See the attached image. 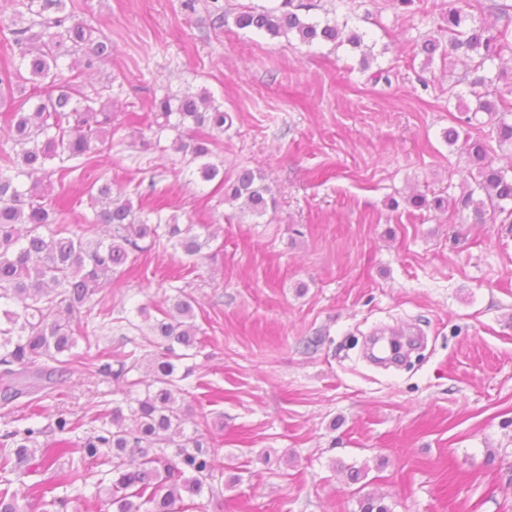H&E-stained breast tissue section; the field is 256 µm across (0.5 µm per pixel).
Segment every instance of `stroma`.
Returning a JSON list of instances; mask_svg holds the SVG:
<instances>
[{
	"label": "stroma",
	"instance_id": "obj_1",
	"mask_svg": "<svg viewBox=\"0 0 512 512\" xmlns=\"http://www.w3.org/2000/svg\"><path fill=\"white\" fill-rule=\"evenodd\" d=\"M77 0L112 39V156L97 173L138 198L154 186L167 213L210 227L209 259L150 249L105 294L113 316L78 351L136 352L144 377L155 348L140 306L183 288L202 340L186 400L223 473L209 512H512V222L477 216L460 198L475 178L448 127L466 131L463 62L415 41L438 35L448 0H352L369 71L350 45L238 29L233 15L269 0ZM386 70L388 81L370 72ZM206 89L234 114L219 152L228 175L264 168L277 199L251 218L215 184L188 182L181 157L142 147L135 117L154 99ZM462 100L449 99V91ZM448 199L415 208L411 197ZM417 324L423 348L383 370L365 358L383 325ZM112 378L71 367L47 389L38 428L59 411L111 403ZM363 470L351 481L350 468Z\"/></svg>",
	"mask_w": 512,
	"mask_h": 512
}]
</instances>
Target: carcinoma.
<instances>
[{
    "label": "carcinoma",
    "instance_id": "obj_1",
    "mask_svg": "<svg viewBox=\"0 0 512 512\" xmlns=\"http://www.w3.org/2000/svg\"><path fill=\"white\" fill-rule=\"evenodd\" d=\"M271 8H246L234 17L239 29H253L272 37L295 35L302 43H348L361 51V66L373 58L364 35L325 18L306 15L304 0H275ZM11 11L10 28L3 40L16 47L11 68L0 70V139L11 151L0 155V385L5 403L34 388L54 384L57 373L74 363L86 362L85 371L121 381L126 386L122 402L97 409L89 422L101 427L83 436L84 417L61 411L50 431L27 427L0 435V512H22L10 475L50 470L57 459H69V469L26 487L25 497L42 512H59L71 500L55 495L60 487L87 485L93 469L107 465L108 480H99L96 495H105L111 512H196L197 499L208 481L216 478L213 454L204 435L186 432L189 406L185 404L177 375V362L195 355L200 329L195 322V301L182 289L155 307L152 330L160 337L154 354L150 382L131 379L137 369L135 352L116 363L112 354L97 355L98 366L87 354L75 351L77 337L97 328L122 330L134 323L112 317L101 290L116 274L133 268L137 254L156 246H172L185 256L205 257L211 235L201 236L193 224H181L177 215H162L164 204L146 199L139 208L123 194H114L112 182L87 187L94 219L89 224L62 223L76 201L53 194L54 179L64 180L86 161L107 158L112 151V75L100 77L101 66L112 57V39L91 23L77 18L67 0H4ZM501 25L489 23L464 9L463 0H449L440 31L448 35L450 53L469 61L464 81L474 100L472 117L482 131L460 137L448 128L445 138L463 150L476 169L484 198L473 191L460 204L477 213L491 209L512 217V159L508 167L486 163L489 143L512 146V82L506 72L494 71L512 52V6L493 2L487 6ZM71 59L66 77L60 62ZM505 81L499 88L497 82ZM149 130L154 146L161 147L175 133L169 149L195 165L191 175L201 183L217 182L224 202L262 216L275 207L273 189L259 169H242L224 177L218 159L216 135L233 125L231 114L215 104L201 89L181 94L165 93L149 110ZM144 387L142 393L135 392ZM58 432L60 438L43 443L38 437ZM175 446L174 455L157 453Z\"/></svg>",
    "mask_w": 512,
    "mask_h": 512
}]
</instances>
